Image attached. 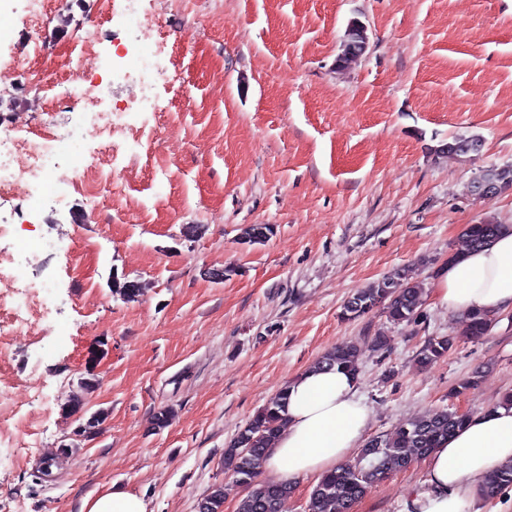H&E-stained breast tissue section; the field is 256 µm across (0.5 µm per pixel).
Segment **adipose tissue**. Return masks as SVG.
I'll return each mask as SVG.
<instances>
[{"label": "adipose tissue", "mask_w": 512, "mask_h": 512, "mask_svg": "<svg viewBox=\"0 0 512 512\" xmlns=\"http://www.w3.org/2000/svg\"><path fill=\"white\" fill-rule=\"evenodd\" d=\"M437 295L459 313L492 315L512 308V225L477 251H463L440 272ZM288 423L268 459V480L288 484L322 476L360 448L370 413L357 375L307 368L287 384ZM512 462V406L472 416L460 430L422 457L426 477L412 486L401 512H481L484 479Z\"/></svg>", "instance_id": "ef3b65f1"}]
</instances>
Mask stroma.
<instances>
[{"mask_svg":"<svg viewBox=\"0 0 512 512\" xmlns=\"http://www.w3.org/2000/svg\"><path fill=\"white\" fill-rule=\"evenodd\" d=\"M164 37L159 111L120 136L123 177L90 202L79 189L48 194L41 211L0 195V266L26 258L32 288L50 285L47 319L9 333L0 314V426L38 447L0 462V503L23 512H81L114 488L147 512H197L216 483L224 512L243 495L224 450L283 384L336 343L358 348L366 438L435 409L478 414L512 391V310L485 338L458 343L425 370L415 357L459 331L435 296L462 228L512 224V188L470 190L478 169L512 165V0H143ZM110 0H0V132L45 124L65 131L82 107L68 98L67 60L124 56L133 34ZM368 27L363 56L337 69L351 19ZM475 136L473 159L443 153ZM206 225L199 240L184 227ZM246 224H268L261 244ZM409 269L425 288L416 320L382 309L341 317L357 290ZM224 271L222 280L213 271ZM138 280L139 301L112 279ZM390 338L387 349L372 344ZM477 386L451 391L474 371ZM102 432L79 436L62 405L80 379ZM171 409L161 429L154 414ZM51 478H44L43 467ZM419 463L392 474L354 512H399Z\"/></svg>","mask_w":512,"mask_h":512,"instance_id":"35a3bbf8","label":"stroma"}]
</instances>
